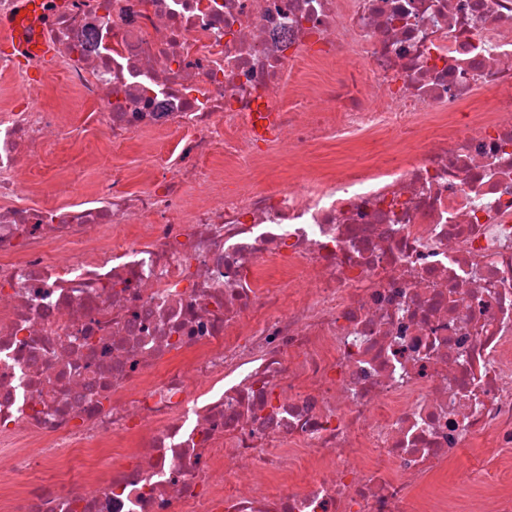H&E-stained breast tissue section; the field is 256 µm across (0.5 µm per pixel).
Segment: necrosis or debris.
<instances>
[{
	"label": "necrosis or debris",
	"instance_id": "4bbe7bcc",
	"mask_svg": "<svg viewBox=\"0 0 512 512\" xmlns=\"http://www.w3.org/2000/svg\"><path fill=\"white\" fill-rule=\"evenodd\" d=\"M43 11L52 63L0 58V512H512V0ZM91 130L145 183L27 202ZM40 106L58 112H65L71 116H76L84 108V105L77 98L62 99L57 97L52 89L47 90ZM71 111V112H67Z\"/></svg>",
	"mask_w": 512,
	"mask_h": 512
}]
</instances>
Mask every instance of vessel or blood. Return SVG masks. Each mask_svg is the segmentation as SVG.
Returning <instances> with one entry per match:
<instances>
[{"instance_id":"vessel-or-blood-1","label":"vessel or blood","mask_w":512,"mask_h":512,"mask_svg":"<svg viewBox=\"0 0 512 512\" xmlns=\"http://www.w3.org/2000/svg\"><path fill=\"white\" fill-rule=\"evenodd\" d=\"M41 13L42 0H20L18 13L0 27V54L50 59L52 49L43 38Z\"/></svg>"}]
</instances>
